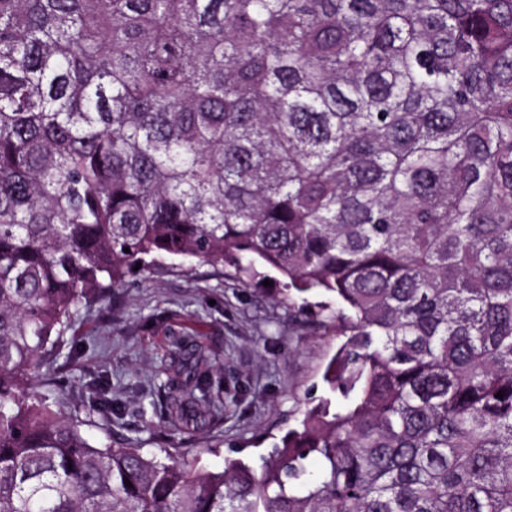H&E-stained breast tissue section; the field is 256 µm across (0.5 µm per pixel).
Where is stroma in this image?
I'll return each instance as SVG.
<instances>
[{
  "label": "stroma",
  "mask_w": 512,
  "mask_h": 512,
  "mask_svg": "<svg viewBox=\"0 0 512 512\" xmlns=\"http://www.w3.org/2000/svg\"><path fill=\"white\" fill-rule=\"evenodd\" d=\"M134 280L72 314L53 361L58 385L33 387L34 398L77 417L90 444L185 457L213 471L228 456L255 464L309 402L330 397L322 373L336 340L289 310L278 274L247 286L226 267L168 260ZM177 336L191 337L211 365L204 394L218 422L192 436L164 428L152 406L178 367ZM103 396L121 416L99 411Z\"/></svg>",
  "instance_id": "35a3bbf8"
}]
</instances>
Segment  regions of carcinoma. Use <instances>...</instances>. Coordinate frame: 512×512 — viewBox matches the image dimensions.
<instances>
[{
  "instance_id": "cac0c4a2",
  "label": "carcinoma",
  "mask_w": 512,
  "mask_h": 512,
  "mask_svg": "<svg viewBox=\"0 0 512 512\" xmlns=\"http://www.w3.org/2000/svg\"><path fill=\"white\" fill-rule=\"evenodd\" d=\"M165 259L328 297L344 403L213 472L26 401ZM0 512H512V0H0Z\"/></svg>"
}]
</instances>
